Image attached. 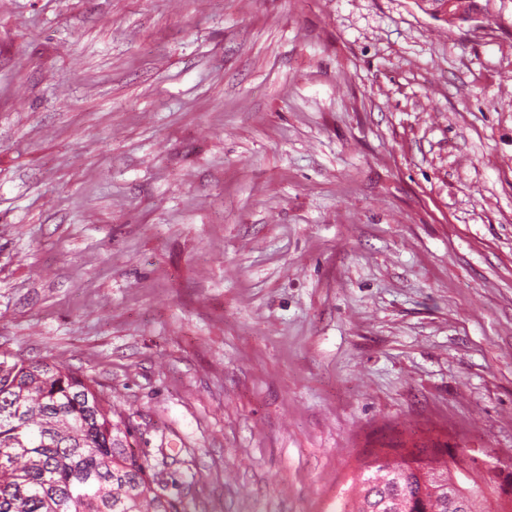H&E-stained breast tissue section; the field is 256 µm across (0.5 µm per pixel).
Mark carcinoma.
Listing matches in <instances>:
<instances>
[{
  "instance_id": "1",
  "label": "carcinoma",
  "mask_w": 512,
  "mask_h": 512,
  "mask_svg": "<svg viewBox=\"0 0 512 512\" xmlns=\"http://www.w3.org/2000/svg\"><path fill=\"white\" fill-rule=\"evenodd\" d=\"M0 378V512H187L127 441L130 417L97 384L60 363H13ZM476 459L420 448L377 458L338 512H448V482L491 512L467 486Z\"/></svg>"
}]
</instances>
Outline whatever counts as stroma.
Returning a JSON list of instances; mask_svg holds the SVG:
<instances>
[{
  "label": "stroma",
  "mask_w": 512,
  "mask_h": 512,
  "mask_svg": "<svg viewBox=\"0 0 512 512\" xmlns=\"http://www.w3.org/2000/svg\"><path fill=\"white\" fill-rule=\"evenodd\" d=\"M0 0V360L92 378L193 512L512 459V0Z\"/></svg>",
  "instance_id": "stroma-1"
}]
</instances>
